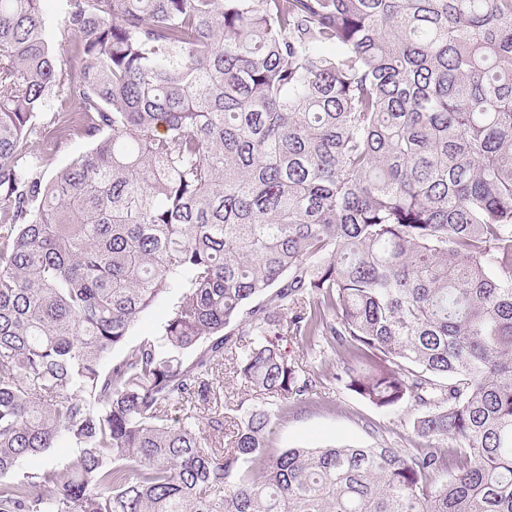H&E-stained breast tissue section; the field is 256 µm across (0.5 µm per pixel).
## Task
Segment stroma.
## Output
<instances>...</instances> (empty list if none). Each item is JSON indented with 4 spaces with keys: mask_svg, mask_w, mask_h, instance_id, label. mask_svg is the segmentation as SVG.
I'll list each match as a JSON object with an SVG mask.
<instances>
[{
    "mask_svg": "<svg viewBox=\"0 0 512 512\" xmlns=\"http://www.w3.org/2000/svg\"><path fill=\"white\" fill-rule=\"evenodd\" d=\"M30 146L35 154L49 155L46 171L50 174L91 148L88 140L79 137L66 145L55 146L45 126L32 135ZM179 296L176 288L163 294L133 326L130 342L160 336ZM287 349L303 370L319 373L320 383L310 402L290 408L287 414L276 419L269 436V448L365 447L383 441L396 448L414 445L412 424L417 412L412 405L405 403L389 410L376 408L333 378L330 370L336 364V354L314 355L302 351L293 342L288 343Z\"/></svg>",
    "mask_w": 512,
    "mask_h": 512,
    "instance_id": "35a3bbf8",
    "label": "stroma"
}]
</instances>
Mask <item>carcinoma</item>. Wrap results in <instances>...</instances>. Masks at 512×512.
Returning a JSON list of instances; mask_svg holds the SVG:
<instances>
[{
	"mask_svg": "<svg viewBox=\"0 0 512 512\" xmlns=\"http://www.w3.org/2000/svg\"><path fill=\"white\" fill-rule=\"evenodd\" d=\"M41 2L0 0V512H512V0H67L68 68ZM290 339L417 445L270 452ZM52 116V112L43 113L40 121V129L31 136V150L37 155L47 154L50 157L49 165L46 167L47 175H52L55 171L66 166L77 155L85 153L92 148V143L88 140L76 137L66 145L55 148L52 135L49 134L47 123ZM44 126V127H43ZM180 292L178 288H171L163 294L133 326L130 336H128L129 342L135 343L144 338L160 336L166 321L170 317L173 304L180 296Z\"/></svg>",
	"mask_w": 512,
	"mask_h": 512,
	"instance_id": "1",
	"label": "carcinoma"
}]
</instances>
